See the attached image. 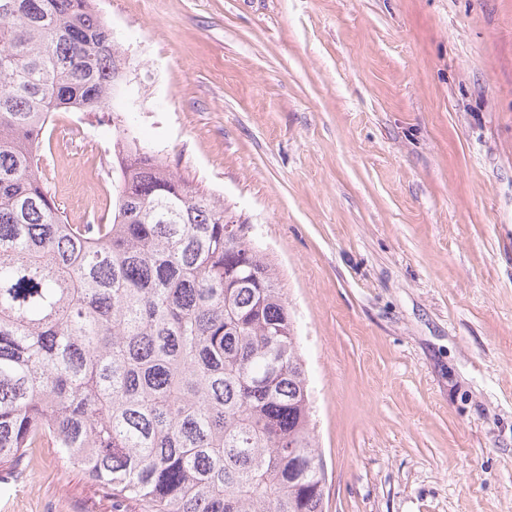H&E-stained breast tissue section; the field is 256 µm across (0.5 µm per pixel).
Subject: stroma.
Returning a JSON list of instances; mask_svg holds the SVG:
<instances>
[{
  "label": "stroma",
  "instance_id": "35a3bbf8",
  "mask_svg": "<svg viewBox=\"0 0 512 512\" xmlns=\"http://www.w3.org/2000/svg\"><path fill=\"white\" fill-rule=\"evenodd\" d=\"M140 44L123 113L277 264L325 512H512V0H96ZM49 124L74 224L112 159ZM0 512H112L55 449Z\"/></svg>",
  "mask_w": 512,
  "mask_h": 512
}]
</instances>
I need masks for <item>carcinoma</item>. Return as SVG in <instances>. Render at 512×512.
<instances>
[{
	"mask_svg": "<svg viewBox=\"0 0 512 512\" xmlns=\"http://www.w3.org/2000/svg\"><path fill=\"white\" fill-rule=\"evenodd\" d=\"M126 60L94 0H0V468L48 443L137 512H324L300 338L224 200L112 124V213L71 224L40 155L111 111Z\"/></svg>",
	"mask_w": 512,
	"mask_h": 512,
	"instance_id": "carcinoma-1",
	"label": "carcinoma"
}]
</instances>
